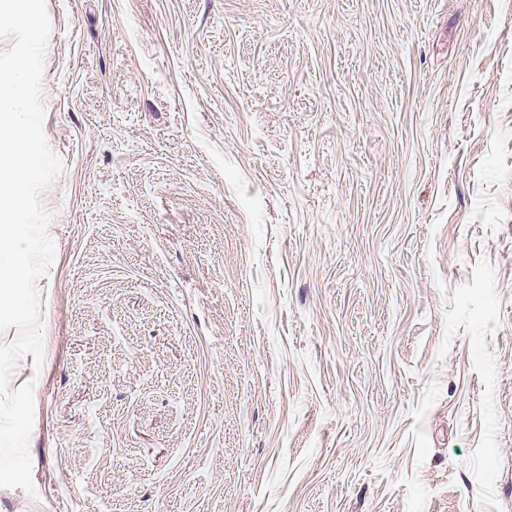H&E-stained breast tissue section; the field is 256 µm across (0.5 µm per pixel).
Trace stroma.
<instances>
[{
	"mask_svg": "<svg viewBox=\"0 0 512 512\" xmlns=\"http://www.w3.org/2000/svg\"><path fill=\"white\" fill-rule=\"evenodd\" d=\"M46 9L0 512H512V0Z\"/></svg>",
	"mask_w": 512,
	"mask_h": 512,
	"instance_id": "obj_1",
	"label": "stroma"
}]
</instances>
